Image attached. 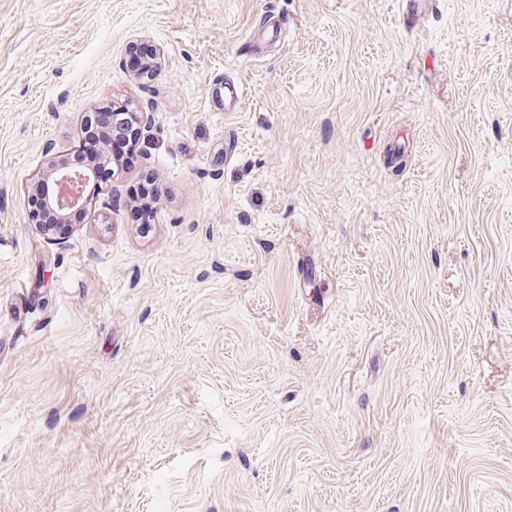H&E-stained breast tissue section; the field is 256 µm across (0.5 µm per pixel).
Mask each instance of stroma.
<instances>
[{
  "label": "stroma",
  "instance_id": "obj_1",
  "mask_svg": "<svg viewBox=\"0 0 512 512\" xmlns=\"http://www.w3.org/2000/svg\"><path fill=\"white\" fill-rule=\"evenodd\" d=\"M404 9L0 0V512H512V0ZM113 105L143 153L55 244ZM133 137L132 124L123 130H115L107 113L97 111L87 116L80 150L62 160L69 166L90 165L83 170H72L65 164H57L50 172L47 169L43 171L31 186L32 191L38 192L45 200L39 195H32L30 205L41 222L38 227L47 239L57 244L64 243L76 226L74 224L83 220L80 213L65 215L71 210L86 207L89 196L85 191L89 186L94 187L96 177L94 164L100 181L104 183L129 162L136 145ZM45 202L55 206L65 220H58Z\"/></svg>",
  "mask_w": 512,
  "mask_h": 512
}]
</instances>
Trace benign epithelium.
Here are the masks:
<instances>
[{
	"instance_id": "obj_1",
	"label": "benign epithelium",
	"mask_w": 512,
	"mask_h": 512,
	"mask_svg": "<svg viewBox=\"0 0 512 512\" xmlns=\"http://www.w3.org/2000/svg\"><path fill=\"white\" fill-rule=\"evenodd\" d=\"M96 177L95 166L90 164L83 170H72L64 164H59L42 175L32 184V191L38 192L49 205L66 215L71 210H82L86 207L89 196L85 194L87 187L94 185ZM43 235L57 244L72 233L74 225L55 224L39 225Z\"/></svg>"
}]
</instances>
